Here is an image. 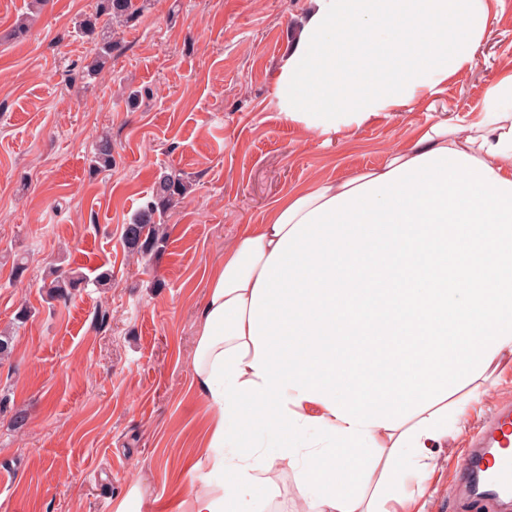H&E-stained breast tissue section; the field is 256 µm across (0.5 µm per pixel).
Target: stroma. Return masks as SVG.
Instances as JSON below:
<instances>
[{
  "label": "stroma",
  "instance_id": "1",
  "mask_svg": "<svg viewBox=\"0 0 512 512\" xmlns=\"http://www.w3.org/2000/svg\"><path fill=\"white\" fill-rule=\"evenodd\" d=\"M0 0V512H160L211 481L195 469L208 418L192 387L196 311L208 271L246 227L296 187L381 164L429 116L477 119L486 89L512 75V0L476 51L413 111L345 128L331 142L286 121L274 93L307 0H148L101 74L83 72L93 39L77 29L93 0ZM131 90L145 98L128 102ZM111 170L93 173L100 137ZM165 168L196 186L168 217L163 250L131 256L122 233ZM27 260L14 277V256ZM103 267L68 301L46 297L50 268ZM30 310L22 323L15 315ZM451 396L466 423L432 445L434 470L412 512H468L453 476L477 427L512 402V361ZM27 421L15 429L12 416ZM296 458L260 475L258 512H299ZM138 497H131L132 489Z\"/></svg>",
  "mask_w": 512,
  "mask_h": 512
}]
</instances>
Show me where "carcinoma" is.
<instances>
[{"mask_svg": "<svg viewBox=\"0 0 512 512\" xmlns=\"http://www.w3.org/2000/svg\"><path fill=\"white\" fill-rule=\"evenodd\" d=\"M143 10L137 0H96L94 11L78 24L81 33L99 38L94 57L85 66L87 76L93 77L112 58L116 46L114 35L127 26L129 21ZM112 141L102 138L90 158L89 168L93 172L105 171L112 167ZM193 189V183L181 172H161L154 182L151 200L137 212L133 221L124 225L123 239L128 252L147 256L164 246L167 237L164 216L175 204L183 200ZM87 280L80 270L68 273L50 272V281L44 283L46 295L52 301L67 300L72 291Z\"/></svg>", "mask_w": 512, "mask_h": 512, "instance_id": "1", "label": "carcinoma"}]
</instances>
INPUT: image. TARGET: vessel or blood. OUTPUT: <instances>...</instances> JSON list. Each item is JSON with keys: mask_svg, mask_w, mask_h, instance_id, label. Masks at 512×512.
<instances>
[{"mask_svg": "<svg viewBox=\"0 0 512 512\" xmlns=\"http://www.w3.org/2000/svg\"><path fill=\"white\" fill-rule=\"evenodd\" d=\"M479 483L485 486V500L512 496V404L503 406L474 439L456 488L467 495Z\"/></svg>", "mask_w": 512, "mask_h": 512, "instance_id": "b4317fda", "label": "vessel or blood"}]
</instances>
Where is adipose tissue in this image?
I'll return each instance as SVG.
<instances>
[{"label": "adipose tissue", "mask_w": 512, "mask_h": 512, "mask_svg": "<svg viewBox=\"0 0 512 512\" xmlns=\"http://www.w3.org/2000/svg\"><path fill=\"white\" fill-rule=\"evenodd\" d=\"M495 21L489 0H308L281 112L324 136L409 109L474 66ZM196 324L202 464L236 482L183 512H255L257 472L293 456L321 487L305 512L422 496L430 445L464 414L449 396L512 358V76L477 120L425 122L379 166L278 200L213 267ZM383 442L371 486L357 457Z\"/></svg>", "instance_id": "1"}]
</instances>
